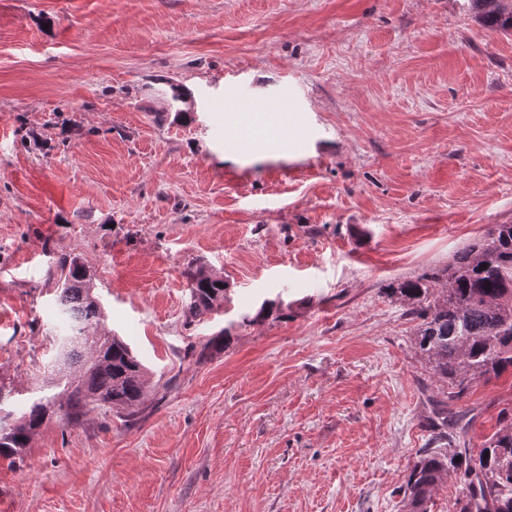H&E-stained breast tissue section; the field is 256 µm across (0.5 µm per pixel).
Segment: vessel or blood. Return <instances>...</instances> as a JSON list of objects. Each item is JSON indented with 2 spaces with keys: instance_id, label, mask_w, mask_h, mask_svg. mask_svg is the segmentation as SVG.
<instances>
[{
  "instance_id": "obj_1",
  "label": "vessel or blood",
  "mask_w": 512,
  "mask_h": 512,
  "mask_svg": "<svg viewBox=\"0 0 512 512\" xmlns=\"http://www.w3.org/2000/svg\"><path fill=\"white\" fill-rule=\"evenodd\" d=\"M224 109L238 116L259 110L274 115L276 124L273 128L268 130L259 127L250 128L249 134L255 142L270 137L283 142L287 141L289 132L299 122L297 116L299 106L290 95L280 94L258 105L254 100L244 97L237 83L233 81L228 82L224 87Z\"/></svg>"
}]
</instances>
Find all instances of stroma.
Returning a JSON list of instances; mask_svg holds the SVG:
<instances>
[{"instance_id":"35a3bbf8","label":"stroma","mask_w":512,"mask_h":512,"mask_svg":"<svg viewBox=\"0 0 512 512\" xmlns=\"http://www.w3.org/2000/svg\"><path fill=\"white\" fill-rule=\"evenodd\" d=\"M228 80L260 103L291 91L298 142L226 151ZM495 224L512 32L468 0H0V385L16 412L53 393L62 254L150 377L132 419L94 408L1 456L0 512H405L448 384L387 287ZM199 267L226 297L190 323ZM458 405L479 450L512 372Z\"/></svg>"}]
</instances>
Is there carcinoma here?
<instances>
[{
    "label": "carcinoma",
    "mask_w": 512,
    "mask_h": 512,
    "mask_svg": "<svg viewBox=\"0 0 512 512\" xmlns=\"http://www.w3.org/2000/svg\"><path fill=\"white\" fill-rule=\"evenodd\" d=\"M484 27L512 31V0H469ZM56 287L55 380L60 391L33 400L15 419L0 417V455L23 459L32 436L51 419L72 425L91 408L106 405L135 417L143 405L148 373L129 345L106 331L92 276L76 256L49 267ZM188 322L224 302V278L188 273ZM393 294L418 320L415 345L433 376L448 382L429 420L432 436L418 451L403 486L408 512H427L440 481L455 473L463 485L455 512H512V409L478 452L466 447L473 417L453 410L473 383L512 370V224H495L459 251L448 266L402 283Z\"/></svg>",
    "instance_id": "1"
}]
</instances>
